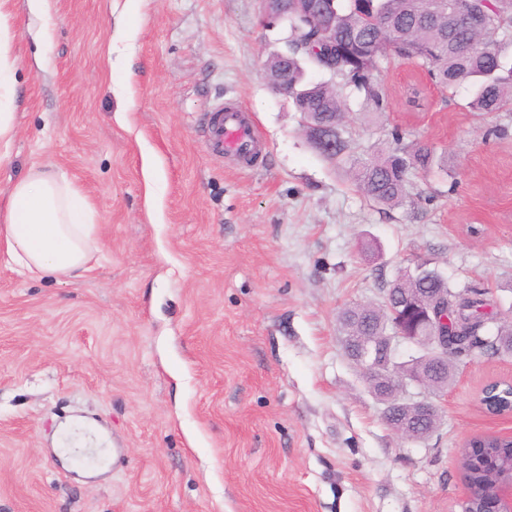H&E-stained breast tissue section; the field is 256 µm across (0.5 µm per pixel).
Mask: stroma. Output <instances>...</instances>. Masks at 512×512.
<instances>
[{
  "mask_svg": "<svg viewBox=\"0 0 512 512\" xmlns=\"http://www.w3.org/2000/svg\"><path fill=\"white\" fill-rule=\"evenodd\" d=\"M11 14L15 136L0 208L30 170L93 209L87 271L49 279L0 263V512H460L464 440L512 432L477 395L512 355L456 362L420 440L386 424L345 354L339 318L380 306L413 258L512 317V110L421 85L387 58V108L344 89L349 157L322 155L265 76L288 22L259 0H0ZM255 122L244 167L213 150V108ZM433 149L398 207L349 175L391 143ZM113 449L89 473L71 434Z\"/></svg>",
  "mask_w": 512,
  "mask_h": 512,
  "instance_id": "1",
  "label": "stroma"
}]
</instances>
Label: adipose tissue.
<instances>
[{
  "label": "adipose tissue",
  "instance_id": "obj_1",
  "mask_svg": "<svg viewBox=\"0 0 512 512\" xmlns=\"http://www.w3.org/2000/svg\"><path fill=\"white\" fill-rule=\"evenodd\" d=\"M90 211L66 180L29 172L12 186L0 214V262L51 278L85 269L94 250Z\"/></svg>",
  "mask_w": 512,
  "mask_h": 512
}]
</instances>
